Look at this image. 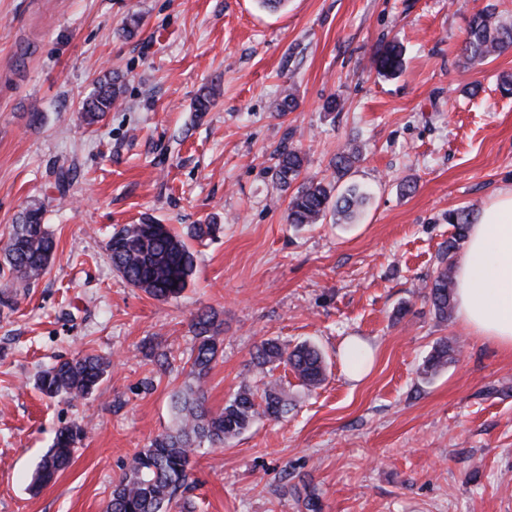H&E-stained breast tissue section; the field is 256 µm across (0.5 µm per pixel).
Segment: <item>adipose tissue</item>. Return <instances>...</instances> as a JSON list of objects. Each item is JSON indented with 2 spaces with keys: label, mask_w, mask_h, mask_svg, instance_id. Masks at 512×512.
I'll list each match as a JSON object with an SVG mask.
<instances>
[{
  "label": "adipose tissue",
  "mask_w": 512,
  "mask_h": 512,
  "mask_svg": "<svg viewBox=\"0 0 512 512\" xmlns=\"http://www.w3.org/2000/svg\"><path fill=\"white\" fill-rule=\"evenodd\" d=\"M459 324L512 352V187L474 219L454 275Z\"/></svg>",
  "instance_id": "1"
}]
</instances>
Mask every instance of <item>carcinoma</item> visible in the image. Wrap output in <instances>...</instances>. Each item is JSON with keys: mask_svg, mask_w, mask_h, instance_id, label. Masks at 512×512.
Wrapping results in <instances>:
<instances>
[{"mask_svg": "<svg viewBox=\"0 0 512 512\" xmlns=\"http://www.w3.org/2000/svg\"><path fill=\"white\" fill-rule=\"evenodd\" d=\"M512 46V26L495 21L494 14L484 10L470 21L462 48L466 61L481 64ZM404 49L390 42L375 55L372 64L383 77L397 75L403 68ZM121 95V86L112 78H104L91 97L82 106L80 118L88 125L100 122L112 110ZM213 89L198 95L192 103L197 117L215 104ZM298 105L294 88L283 91L276 110L285 115ZM273 176L280 187L288 189L303 174L305 156L295 148L275 150ZM359 160L358 153L344 150L336 154V180L347 176ZM335 185L306 180L301 183L288 202V222L291 224H318L328 211L353 222L370 203V191L351 183L339 194H333ZM448 223L454 228L448 246L440 256V267L429 285V298L436 316L446 320L454 309L455 281L453 255L459 242L467 236L471 224V210L461 208L448 213ZM218 224H195L183 237L168 225L144 220L128 224L112 234L108 256L113 268L135 288L159 301L182 296L196 273V256L186 239L203 241L216 237ZM56 244L48 225L44 224V208L33 204L17 218L0 258V302L11 301L20 288L46 274L55 260ZM221 324L215 313L198 312L193 328L195 343L189 358L190 375L194 384L172 394V408L176 422L173 428L156 436L148 447L141 449L132 460L129 470L113 483L105 512H172L179 508L186 512L188 502L176 500L181 490L189 488L192 461L203 445L221 446L242 434L259 416L278 419L288 413V399L278 380L265 383L261 398L245 383L219 411L206 404L204 383L218 356V334ZM455 349L448 341L436 343L426 360L422 373L432 376L448 364ZM253 363L258 373L272 375L284 365L293 372L301 386L311 389L326 379L327 363L322 352L309 344L288 349L276 339H265L257 346ZM110 367L104 356L87 354L66 359L42 370L36 379L38 389L48 397L70 400L84 399L95 393ZM86 435L79 423L62 427L52 447L40 462L35 484L54 480L72 462L74 449Z\"/></svg>", "mask_w": 512, "mask_h": 512, "instance_id": "cac0c4a2", "label": "carcinoma"}]
</instances>
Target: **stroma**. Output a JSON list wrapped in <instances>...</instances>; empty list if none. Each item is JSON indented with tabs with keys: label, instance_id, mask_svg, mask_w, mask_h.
Listing matches in <instances>:
<instances>
[{
	"label": "stroma",
	"instance_id": "1",
	"mask_svg": "<svg viewBox=\"0 0 512 512\" xmlns=\"http://www.w3.org/2000/svg\"><path fill=\"white\" fill-rule=\"evenodd\" d=\"M489 6L512 25V0H288L274 13L257 0H0V247L34 201L57 241L49 271L0 303V512H104L136 452L174 424L171 396L191 378L159 373L152 355L189 352L201 310L222 323L212 410L262 385L251 355L265 339L315 344L328 372L310 392L274 370L287 414L201 449L195 512H308L311 499L317 512H512V354L428 299L449 211L512 187V96L499 89L512 48L480 65L460 52ZM390 40L405 66L385 79L370 60ZM107 75L123 93L86 126L79 111ZM289 85L298 106L281 116ZM210 87L215 105L195 116ZM331 97L341 110H326ZM285 145L325 181L338 152L359 149L346 180L372 199L356 223L289 224L272 175ZM146 217L223 227L192 242L179 299L133 288L108 257L112 233ZM354 336L374 355L357 382L340 356ZM442 339L455 360L423 377ZM87 352L112 361L92 397L36 389L41 370ZM73 422L87 430L73 465L32 490Z\"/></svg>",
	"mask_w": 512,
	"mask_h": 512
}]
</instances>
